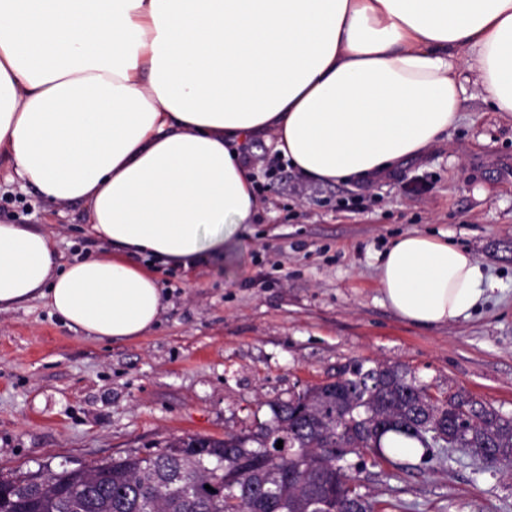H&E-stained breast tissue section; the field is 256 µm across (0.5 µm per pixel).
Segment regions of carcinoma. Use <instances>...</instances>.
I'll list each match as a JSON object with an SVG mask.
<instances>
[{
    "instance_id": "1",
    "label": "carcinoma",
    "mask_w": 512,
    "mask_h": 512,
    "mask_svg": "<svg viewBox=\"0 0 512 512\" xmlns=\"http://www.w3.org/2000/svg\"><path fill=\"white\" fill-rule=\"evenodd\" d=\"M397 364L355 363L271 405L255 430L222 439L178 437L84 469L0 476V512H374L341 459V440L388 462L389 432L416 439L423 460L467 448L512 471V416L457 392L430 401ZM283 447L277 448L278 441ZM213 491H208V488Z\"/></svg>"
}]
</instances>
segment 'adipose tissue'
<instances>
[{"mask_svg":"<svg viewBox=\"0 0 512 512\" xmlns=\"http://www.w3.org/2000/svg\"><path fill=\"white\" fill-rule=\"evenodd\" d=\"M469 70L512 115V0H0V154L106 244L59 271L53 233L0 224V312L42 300L86 336H144L164 298L141 258L187 269L257 221L252 139L314 181L373 177L455 126ZM377 261L416 326L485 293L443 237Z\"/></svg>","mask_w":512,"mask_h":512,"instance_id":"ef3b65f1","label":"adipose tissue"}]
</instances>
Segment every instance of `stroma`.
Segmentation results:
<instances>
[{
  "instance_id": "stroma-1",
  "label": "stroma",
  "mask_w": 512,
  "mask_h": 512,
  "mask_svg": "<svg viewBox=\"0 0 512 512\" xmlns=\"http://www.w3.org/2000/svg\"><path fill=\"white\" fill-rule=\"evenodd\" d=\"M461 117L386 175L322 183L267 173L252 143L260 218L222 256L156 268L168 306L146 336L99 341L40 300L0 313V474L74 469L179 436L224 437L339 369L388 361L438 395L458 391L512 415V116L471 77ZM0 158V224L53 232L63 260L98 253L86 209L13 181ZM447 235L493 288L470 317L437 328L383 301L376 257L400 234ZM375 512H512V477L463 450L446 467L349 457Z\"/></svg>"
}]
</instances>
